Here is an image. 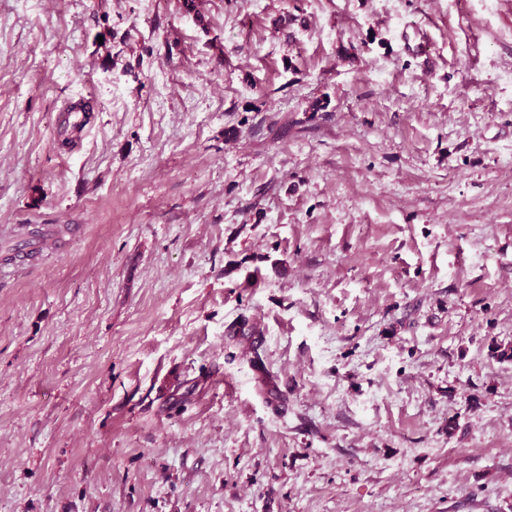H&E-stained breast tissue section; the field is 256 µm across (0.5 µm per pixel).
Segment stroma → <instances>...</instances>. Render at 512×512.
<instances>
[{
	"label": "stroma",
	"mask_w": 512,
	"mask_h": 512,
	"mask_svg": "<svg viewBox=\"0 0 512 512\" xmlns=\"http://www.w3.org/2000/svg\"><path fill=\"white\" fill-rule=\"evenodd\" d=\"M23 224L0 512H512V0H0ZM27 235L29 239L24 241V244L16 245L15 248L8 249L7 252L1 255V262L3 264L9 265L16 261L17 257H20V254H25V256L32 257L37 253V249L33 248L29 251L24 252V250L28 247H32L36 244V242H40L41 239L44 238V233L39 229H31L27 231ZM35 242V243H34Z\"/></svg>",
	"instance_id": "35a3bbf8"
}]
</instances>
